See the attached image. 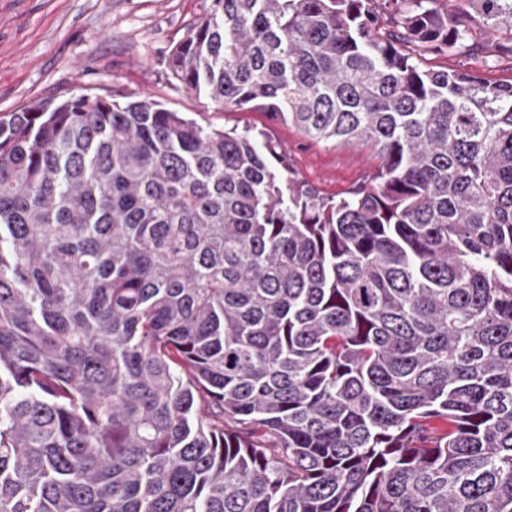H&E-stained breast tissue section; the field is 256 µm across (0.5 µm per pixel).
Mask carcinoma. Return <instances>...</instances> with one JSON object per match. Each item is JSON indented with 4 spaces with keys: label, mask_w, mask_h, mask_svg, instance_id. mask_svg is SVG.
Returning a JSON list of instances; mask_svg holds the SVG:
<instances>
[{
    "label": "carcinoma",
    "mask_w": 512,
    "mask_h": 512,
    "mask_svg": "<svg viewBox=\"0 0 512 512\" xmlns=\"http://www.w3.org/2000/svg\"><path fill=\"white\" fill-rule=\"evenodd\" d=\"M211 0L167 65L364 140L324 198L260 132L79 94L0 119V512H512V0ZM470 31V37L448 53L427 55L426 64L435 69L463 70L492 84L512 83V54L502 50L503 45L512 46L510 34L490 36L477 18ZM471 45L478 47L472 49Z\"/></svg>",
    "instance_id": "1"
}]
</instances>
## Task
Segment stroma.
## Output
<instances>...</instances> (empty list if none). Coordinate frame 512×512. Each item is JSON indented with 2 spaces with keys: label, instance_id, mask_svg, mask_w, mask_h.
<instances>
[{
  "label": "stroma",
  "instance_id": "stroma-1",
  "mask_svg": "<svg viewBox=\"0 0 512 512\" xmlns=\"http://www.w3.org/2000/svg\"><path fill=\"white\" fill-rule=\"evenodd\" d=\"M210 0H0V116L87 94L117 103L145 98L214 129L264 132L280 145L293 177L320 195L342 197L370 181V143L318 141L257 110L225 109L185 89L167 68L172 51ZM467 43L428 56L436 69L512 83V34L472 21Z\"/></svg>",
  "mask_w": 512,
  "mask_h": 512
}]
</instances>
